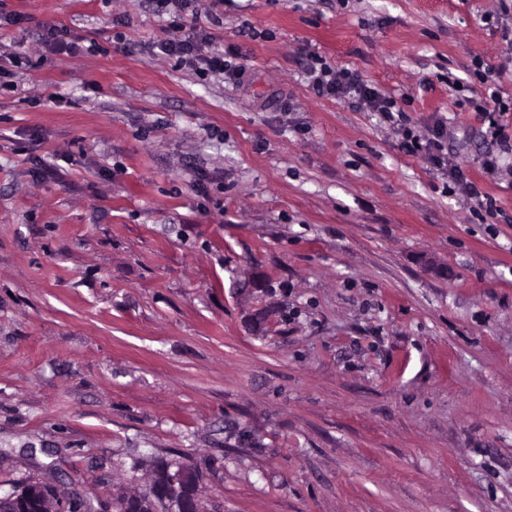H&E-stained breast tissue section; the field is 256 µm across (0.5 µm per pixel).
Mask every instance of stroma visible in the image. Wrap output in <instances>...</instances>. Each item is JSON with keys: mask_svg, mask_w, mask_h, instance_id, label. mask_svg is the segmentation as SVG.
<instances>
[{"mask_svg": "<svg viewBox=\"0 0 512 512\" xmlns=\"http://www.w3.org/2000/svg\"><path fill=\"white\" fill-rule=\"evenodd\" d=\"M508 7L189 0L236 85L159 53L162 0H0V496L181 457L215 512H512ZM311 52L444 121L496 212ZM306 64V75L312 89L319 95H333L353 99L370 112L379 114L389 122L395 119L396 102L377 88L366 84L360 76L348 68L331 66L321 56L311 53ZM489 98L494 103L493 108H488L489 103L486 102V106L480 105V111L484 124L487 123L485 134L499 147V154L486 161V169L492 175L500 172L512 174V136L506 132L507 125L503 124L501 119L510 108L500 100L496 91H492Z\"/></svg>", "mask_w": 512, "mask_h": 512, "instance_id": "1", "label": "stroma"}]
</instances>
